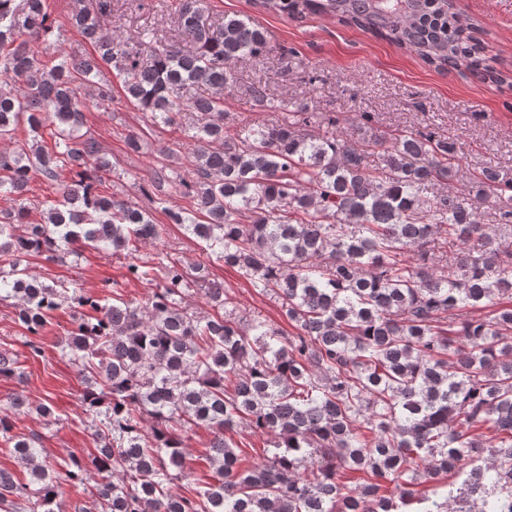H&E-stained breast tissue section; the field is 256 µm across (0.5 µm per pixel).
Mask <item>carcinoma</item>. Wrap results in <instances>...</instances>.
Here are the masks:
<instances>
[{"label": "carcinoma", "instance_id": "1", "mask_svg": "<svg viewBox=\"0 0 512 512\" xmlns=\"http://www.w3.org/2000/svg\"><path fill=\"white\" fill-rule=\"evenodd\" d=\"M293 19L324 14L454 70L512 89L488 63L448 0H258ZM111 0L68 23L95 54L49 57L56 19L45 0H0V302L36 338L53 312L73 310L60 356L85 384L82 410L95 448L62 467L40 438L13 433L25 399L0 414V441L28 482L0 468V512H58L60 481L94 480V512H512V176L462 168L457 139L384 132L359 113L358 140L308 137L303 108L251 87L268 112L244 134L224 131L233 63L272 52L249 17L207 23L198 0H180L178 28L193 47L163 44L143 29L105 35ZM112 66L126 101L168 126L189 112L191 168L158 177L140 207L100 192L112 172L97 140L79 132L87 102L75 86ZM48 130L50 141L43 139ZM70 177H63V172ZM55 183L39 222L21 202L32 175ZM438 185L439 191H429ZM188 197L189 209L165 206ZM493 200L494 224L480 204ZM161 209L204 244L207 257L275 296L294 332L259 316L235 317L233 296L206 284L207 266H150L140 246L159 236ZM441 242L436 257L429 247ZM130 258L127 275L162 282L144 300L101 297L46 284L22 259L63 260L80 248ZM192 290L211 312L195 316ZM21 375L0 352V378ZM153 419L145 430L146 419ZM212 435V481L181 494L192 471L188 430ZM272 437L263 461L241 465L234 434Z\"/></svg>", "mask_w": 512, "mask_h": 512}]
</instances>
